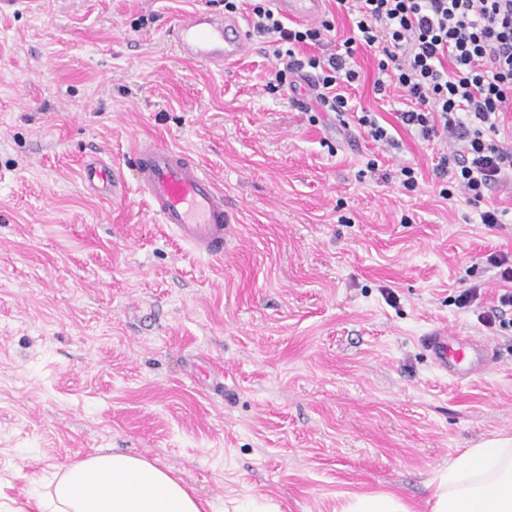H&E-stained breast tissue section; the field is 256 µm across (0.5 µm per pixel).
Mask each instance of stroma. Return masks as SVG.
Listing matches in <instances>:
<instances>
[{"instance_id": "1", "label": "stroma", "mask_w": 512, "mask_h": 512, "mask_svg": "<svg viewBox=\"0 0 512 512\" xmlns=\"http://www.w3.org/2000/svg\"><path fill=\"white\" fill-rule=\"evenodd\" d=\"M195 9L224 0L0 10V504L113 450L207 500L339 512L345 493L384 492L423 512L450 457L512 439V327L478 320L503 289L488 256H512V188L443 199L433 168L453 146L397 121L371 51L344 95L377 113L390 149L339 130L307 91L270 87L257 32L236 64L184 59L167 32ZM151 138L223 191L222 257L151 210L130 161ZM93 161L121 166L122 197L84 183ZM437 329L480 339L488 368L451 380L424 346Z\"/></svg>"}]
</instances>
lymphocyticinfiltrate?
Wrapping results in <instances>:
<instances>
[{
	"label": "lymphocytic infiltrate",
	"instance_id": "lymphocytic-infiltrate-1",
	"mask_svg": "<svg viewBox=\"0 0 512 512\" xmlns=\"http://www.w3.org/2000/svg\"><path fill=\"white\" fill-rule=\"evenodd\" d=\"M352 17L331 53L300 57L296 47L322 45L334 22L286 26L272 0H257L250 19L269 36L281 67L278 87L295 89L311 73L320 111L344 117V86L359 78L351 62L374 51L376 93L397 90L408 102L401 123L426 141L446 137L459 150L441 155L434 171L442 198L462 189L479 203L487 190L512 183V142L498 140L499 117L512 108V0H336Z\"/></svg>",
	"mask_w": 512,
	"mask_h": 512
}]
</instances>
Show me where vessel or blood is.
I'll use <instances>...</instances> for the list:
<instances>
[{
    "label": "vessel or blood",
    "mask_w": 512,
    "mask_h": 512,
    "mask_svg": "<svg viewBox=\"0 0 512 512\" xmlns=\"http://www.w3.org/2000/svg\"><path fill=\"white\" fill-rule=\"evenodd\" d=\"M283 13L311 20L318 16L322 0H274ZM180 53L209 66L227 65L249 49V38L239 19L198 9L184 14L173 29ZM133 165L142 192L155 214L198 254L223 255L232 236V220L224 206V194L204 175L199 165L183 152L155 140H144L133 148ZM90 185L120 195L123 181L102 164L86 172ZM436 365L454 378L463 379L479 371L485 346L471 336L426 337Z\"/></svg>",
    "instance_id": "b4317fda"
}]
</instances>
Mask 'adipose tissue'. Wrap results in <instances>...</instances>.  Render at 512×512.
Instances as JSON below:
<instances>
[{
    "instance_id": "adipose-tissue-1",
    "label": "adipose tissue",
    "mask_w": 512,
    "mask_h": 512,
    "mask_svg": "<svg viewBox=\"0 0 512 512\" xmlns=\"http://www.w3.org/2000/svg\"><path fill=\"white\" fill-rule=\"evenodd\" d=\"M428 512H512V441L467 448L430 482ZM26 512H221L173 470L123 453L93 454L36 481Z\"/></svg>"
}]
</instances>
